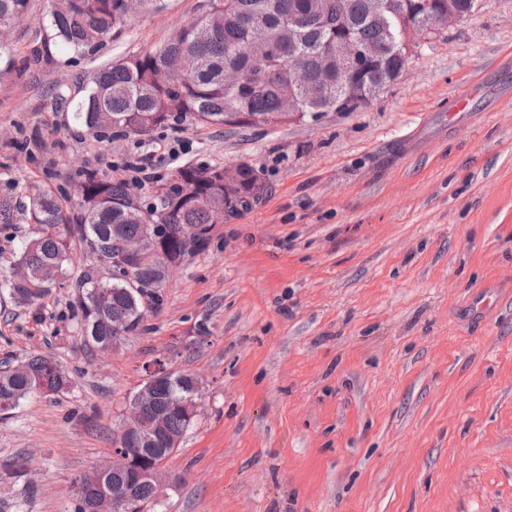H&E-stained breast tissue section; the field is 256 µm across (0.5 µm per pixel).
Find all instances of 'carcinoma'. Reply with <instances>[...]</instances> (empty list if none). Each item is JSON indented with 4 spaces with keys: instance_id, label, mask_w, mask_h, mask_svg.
I'll return each instance as SVG.
<instances>
[{
    "instance_id": "1",
    "label": "carcinoma",
    "mask_w": 512,
    "mask_h": 512,
    "mask_svg": "<svg viewBox=\"0 0 512 512\" xmlns=\"http://www.w3.org/2000/svg\"><path fill=\"white\" fill-rule=\"evenodd\" d=\"M208 11L183 26L158 51L119 61L93 78L86 95L73 103L72 118L90 130L112 118V126L137 136L149 135L171 121L190 117L206 124L251 127L245 116L283 119L280 109L294 97L300 114L330 107L336 93V60L324 49L331 34L349 32L374 43L398 39L409 18L373 12V0H203ZM30 0H0V31L29 12ZM126 0H52L51 26L61 42L75 50L105 40L127 21ZM275 46L279 54L256 64L248 53L255 43ZM235 63L243 73L241 87L224 86V67ZM310 74V84L298 89L294 67ZM405 63L388 56L375 63L365 80L388 85ZM224 167L185 164L168 173L169 185L155 202L139 205L126 186L96 170H87L78 185V203L49 188L30 196L26 220L41 231L26 240L18 254L22 275L8 281L15 302L32 306L63 283L77 289L72 300L84 346L107 350L144 331L149 302L159 304L170 268L185 257L207 250L213 231L212 211L228 214L248 210L265 186L247 166L234 184L224 183ZM199 229L188 242L183 225ZM82 244L92 265L75 266L74 244ZM140 255L123 259L112 269V256L124 243ZM72 379L53 357L31 355L0 368V414L8 415L32 393L46 396L67 389ZM198 396L194 376L171 372L140 386L131 402L140 404L139 419L125 433L135 467L148 465L150 448L180 447L197 408L173 407L174 401ZM161 476L135 487L142 505L157 498ZM74 512H113L112 500L76 499Z\"/></svg>"
}]
</instances>
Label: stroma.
<instances>
[{
  "mask_svg": "<svg viewBox=\"0 0 512 512\" xmlns=\"http://www.w3.org/2000/svg\"><path fill=\"white\" fill-rule=\"evenodd\" d=\"M200 2L152 0L81 51L55 37L49 0L0 33V198L18 209L0 225V277L31 233L29 194L76 198L82 170L120 179L149 155L156 180L130 186L143 203L184 164H246L266 186L172 269L146 331L119 347H83L73 289L25 307L0 288V365L48 355L73 381L0 415V504L72 512L162 359L201 386L161 512H512V0H479L354 112L140 138L58 107Z\"/></svg>",
  "mask_w": 512,
  "mask_h": 512,
  "instance_id": "obj_1",
  "label": "stroma"
}]
</instances>
